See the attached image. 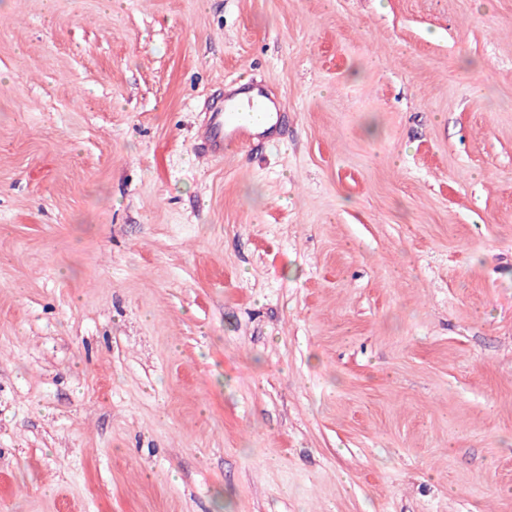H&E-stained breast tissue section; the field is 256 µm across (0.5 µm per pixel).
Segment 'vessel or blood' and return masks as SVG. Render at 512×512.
Segmentation results:
<instances>
[{
  "instance_id": "1",
  "label": "vessel or blood",
  "mask_w": 512,
  "mask_h": 512,
  "mask_svg": "<svg viewBox=\"0 0 512 512\" xmlns=\"http://www.w3.org/2000/svg\"><path fill=\"white\" fill-rule=\"evenodd\" d=\"M286 129V112L264 87L244 99L232 88L210 106L198 141L203 154L221 159L258 142L275 145Z\"/></svg>"
}]
</instances>
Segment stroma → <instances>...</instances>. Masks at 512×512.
<instances>
[{"mask_svg":"<svg viewBox=\"0 0 512 512\" xmlns=\"http://www.w3.org/2000/svg\"><path fill=\"white\" fill-rule=\"evenodd\" d=\"M0 512H512V0H0ZM283 110L261 85L257 84L256 92L246 99L238 98L237 89L231 88L210 106L198 132L200 150L211 158L224 159L228 153H237L256 141L274 146L287 129Z\"/></svg>","mask_w":512,"mask_h":512,"instance_id":"stroma-1","label":"stroma"}]
</instances>
